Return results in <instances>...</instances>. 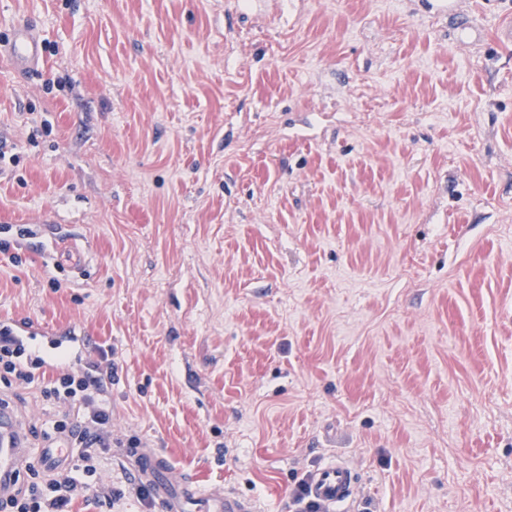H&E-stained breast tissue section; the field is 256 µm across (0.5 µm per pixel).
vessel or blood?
Returning a JSON list of instances; mask_svg holds the SVG:
<instances>
[{"label":"vessel or blood","mask_w":512,"mask_h":512,"mask_svg":"<svg viewBox=\"0 0 512 512\" xmlns=\"http://www.w3.org/2000/svg\"><path fill=\"white\" fill-rule=\"evenodd\" d=\"M0 53L8 56L15 70L29 72L39 67L44 45L37 29L22 22L14 25L10 39L0 45ZM0 422L10 432L9 441L0 444V492L5 494L29 451L19 420L0 409ZM71 454L70 440L61 436L54 447L42 450L40 460L50 469L65 464ZM131 457L135 475L154 486L158 512H254L247 499L226 491H202L190 476L175 474L171 462L156 449L137 448ZM308 483L312 497L332 510L351 498L357 476L348 464L336 461L317 468Z\"/></svg>","instance_id":"vessel-or-blood-1"}]
</instances>
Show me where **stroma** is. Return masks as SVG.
I'll use <instances>...</instances> for the list:
<instances>
[{"label":"stroma","instance_id":"stroma-1","mask_svg":"<svg viewBox=\"0 0 512 512\" xmlns=\"http://www.w3.org/2000/svg\"><path fill=\"white\" fill-rule=\"evenodd\" d=\"M512 0H0V323L112 352L127 449L290 512H512ZM82 255L75 275L68 247ZM18 255L10 263L9 255ZM35 430L57 409L0 378ZM0 53H6L15 70L30 72L40 67L44 45L37 29L23 21L14 25L10 39L0 45ZM307 480L308 476H305L295 483L292 491L294 512H328V508L335 510V506L352 497L357 484L355 471L339 460L317 468Z\"/></svg>","mask_w":512,"mask_h":512}]
</instances>
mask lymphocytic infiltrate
Listing matches in <instances>:
<instances>
[{"instance_id": "f902f5d3", "label": "lymphocytic infiltrate", "mask_w": 512, "mask_h": 512, "mask_svg": "<svg viewBox=\"0 0 512 512\" xmlns=\"http://www.w3.org/2000/svg\"><path fill=\"white\" fill-rule=\"evenodd\" d=\"M107 360L103 351L98 361L83 367L52 366L15 340L8 326L0 327V377L39 388L59 408L51 423L53 433L69 436L78 450L73 466L52 470L1 498L0 512H66L75 497L89 492L98 494L110 508L120 502L121 490H105L98 483L100 451L112 437V409L100 380L101 365Z\"/></svg>"}]
</instances>
